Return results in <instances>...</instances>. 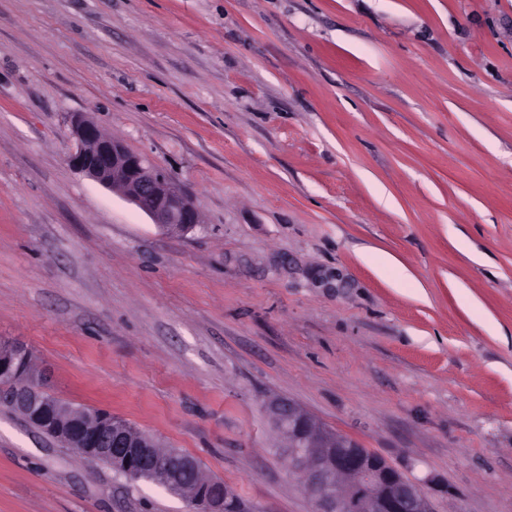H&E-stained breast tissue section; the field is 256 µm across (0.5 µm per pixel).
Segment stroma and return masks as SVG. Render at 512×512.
Listing matches in <instances>:
<instances>
[{"mask_svg":"<svg viewBox=\"0 0 512 512\" xmlns=\"http://www.w3.org/2000/svg\"><path fill=\"white\" fill-rule=\"evenodd\" d=\"M79 113L200 224L76 172ZM1 338L259 512L313 510L276 398L512 512V0H0ZM0 512L188 507L0 406Z\"/></svg>","mask_w":512,"mask_h":512,"instance_id":"stroma-1","label":"stroma"}]
</instances>
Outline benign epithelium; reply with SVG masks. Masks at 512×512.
<instances>
[{"label": "benign epithelium", "instance_id": "7a95c632", "mask_svg": "<svg viewBox=\"0 0 512 512\" xmlns=\"http://www.w3.org/2000/svg\"><path fill=\"white\" fill-rule=\"evenodd\" d=\"M72 137L69 164L122 196L161 230L186 233L200 223L195 198L170 174L105 135L89 117L75 118ZM0 405L63 447L90 460L108 459L112 470L130 482L150 467L170 492L182 487L177 471L157 455L152 436L109 412L76 408L57 397L46 387L43 372L30 367L28 348L2 338ZM266 411L288 441L284 462L288 471L304 475L314 512H433L420 484L358 440L328 428L291 401L273 399ZM193 496L196 512H247L244 505L224 508V501L236 496L230 489L223 493L206 483Z\"/></svg>", "mask_w": 512, "mask_h": 512}]
</instances>
